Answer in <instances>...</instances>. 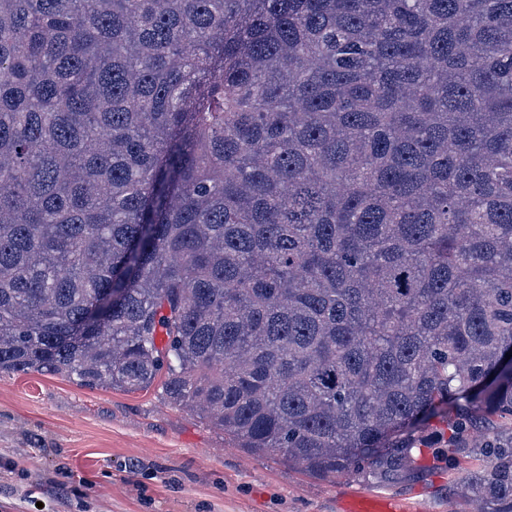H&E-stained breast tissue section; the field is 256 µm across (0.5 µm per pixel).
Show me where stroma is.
<instances>
[{"label":"stroma","instance_id":"1","mask_svg":"<svg viewBox=\"0 0 512 512\" xmlns=\"http://www.w3.org/2000/svg\"><path fill=\"white\" fill-rule=\"evenodd\" d=\"M439 421L415 470L382 482L318 479L251 454L158 390L87 389L53 374L0 373V512H339L354 493L420 512H468L466 467L442 461Z\"/></svg>","mask_w":512,"mask_h":512}]
</instances>
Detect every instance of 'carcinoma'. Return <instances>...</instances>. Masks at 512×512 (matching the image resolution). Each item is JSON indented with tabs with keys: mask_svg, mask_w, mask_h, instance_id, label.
<instances>
[{
	"mask_svg": "<svg viewBox=\"0 0 512 512\" xmlns=\"http://www.w3.org/2000/svg\"><path fill=\"white\" fill-rule=\"evenodd\" d=\"M509 352L512 0H0V372L512 512Z\"/></svg>",
	"mask_w": 512,
	"mask_h": 512,
	"instance_id": "cac0c4a2",
	"label": "carcinoma"
}]
</instances>
